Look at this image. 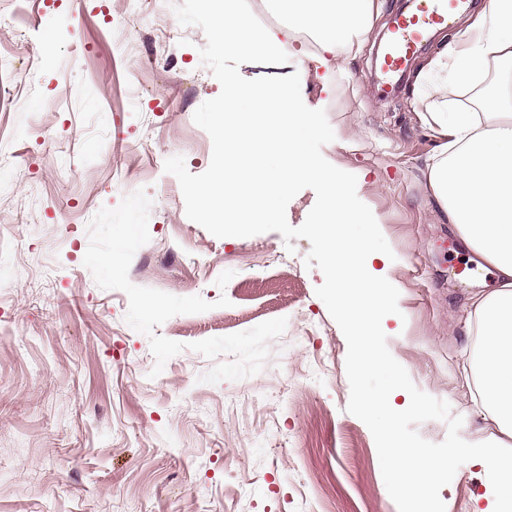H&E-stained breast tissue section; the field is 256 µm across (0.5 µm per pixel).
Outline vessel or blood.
Returning a JSON list of instances; mask_svg holds the SVG:
<instances>
[{
    "label": "vessel or blood",
    "instance_id": "obj_1",
    "mask_svg": "<svg viewBox=\"0 0 512 512\" xmlns=\"http://www.w3.org/2000/svg\"><path fill=\"white\" fill-rule=\"evenodd\" d=\"M473 0H413L412 7L397 13L379 49L377 80L385 89L403 79L409 62L427 45L433 34L452 28Z\"/></svg>",
    "mask_w": 512,
    "mask_h": 512
}]
</instances>
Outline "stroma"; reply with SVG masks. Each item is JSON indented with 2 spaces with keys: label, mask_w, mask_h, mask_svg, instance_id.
<instances>
[{
  "label": "stroma",
  "mask_w": 512,
  "mask_h": 512,
  "mask_svg": "<svg viewBox=\"0 0 512 512\" xmlns=\"http://www.w3.org/2000/svg\"><path fill=\"white\" fill-rule=\"evenodd\" d=\"M403 0H383L345 72L288 42L283 65L245 63L248 79L299 74L325 110L322 149L357 177V195L398 259L403 321L388 337L414 384L462 416L461 435L497 436L462 364L475 339L469 300L486 280H459L463 244L428 188L439 141L418 115L415 77L441 49L436 34L383 97L373 62ZM200 27L164 0H0V512H398L368 427L347 412V342L306 268L307 239L213 236L185 213L164 162L204 172L212 142L193 121L221 86L203 64ZM36 135L20 138V123ZM152 199L150 240L130 281L212 310L177 315L156 334L185 344L153 375L149 338L125 321L128 297L97 286L83 259L87 226L125 192ZM227 297L229 306L215 302ZM287 318L263 370L202 382L215 362L189 343ZM429 512H470L479 468L431 474Z\"/></svg>",
  "instance_id": "1"
}]
</instances>
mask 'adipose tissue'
Masks as SVG:
<instances>
[{
    "mask_svg": "<svg viewBox=\"0 0 512 512\" xmlns=\"http://www.w3.org/2000/svg\"><path fill=\"white\" fill-rule=\"evenodd\" d=\"M287 31H307L317 57L346 68L372 31L380 0H269ZM512 75V0H488L482 13L428 64L452 71L433 84L423 118L439 145L426 163L429 191L464 244L490 265L496 286L472 296L479 342L463 366L480 403L501 432L498 439L453 448L448 470L481 467L486 493L471 512H512V459L501 456L502 437H512V89L491 93L483 113L450 110L458 88L479 86L488 66ZM397 480L391 490L405 505L427 499V475L405 480L418 450L391 435L382 448Z\"/></svg>",
    "mask_w": 512,
    "mask_h": 512,
    "instance_id": "ef3b65f1",
    "label": "adipose tissue"
}]
</instances>
